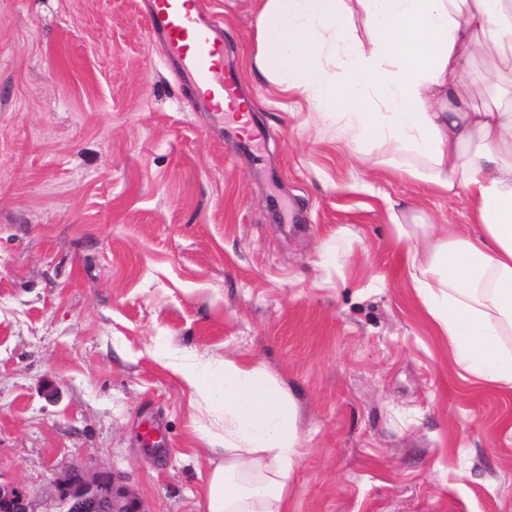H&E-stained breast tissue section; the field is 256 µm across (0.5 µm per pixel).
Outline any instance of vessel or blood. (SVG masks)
I'll list each match as a JSON object with an SVG mask.
<instances>
[{"instance_id":"1","label":"vessel or blood","mask_w":512,"mask_h":512,"mask_svg":"<svg viewBox=\"0 0 512 512\" xmlns=\"http://www.w3.org/2000/svg\"><path fill=\"white\" fill-rule=\"evenodd\" d=\"M149 22L204 99L219 105L233 97L236 80L219 68L216 19L204 17L191 0H154Z\"/></svg>"}]
</instances>
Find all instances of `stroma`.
I'll return each mask as SVG.
<instances>
[{"label":"stroma","instance_id":"35a3bbf8","mask_svg":"<svg viewBox=\"0 0 512 512\" xmlns=\"http://www.w3.org/2000/svg\"><path fill=\"white\" fill-rule=\"evenodd\" d=\"M148 0H0V485L58 512L109 473L205 512L213 455L166 357L248 359L294 398L291 512H512V393L460 378L394 213L466 224L252 70L258 0H197L263 135L197 104Z\"/></svg>","mask_w":512,"mask_h":512}]
</instances>
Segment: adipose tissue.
<instances>
[{"label": "adipose tissue", "mask_w": 512, "mask_h": 512, "mask_svg": "<svg viewBox=\"0 0 512 512\" xmlns=\"http://www.w3.org/2000/svg\"><path fill=\"white\" fill-rule=\"evenodd\" d=\"M363 21L366 39L354 36ZM256 69L299 91L360 150L384 148L406 178L466 194L472 221L415 242L409 275L455 368L512 391V84L478 104L465 68L492 54L512 75V0H260ZM223 431L206 512H289L302 437L296 404L261 366L173 362Z\"/></svg>", "instance_id": "adipose-tissue-1"}]
</instances>
